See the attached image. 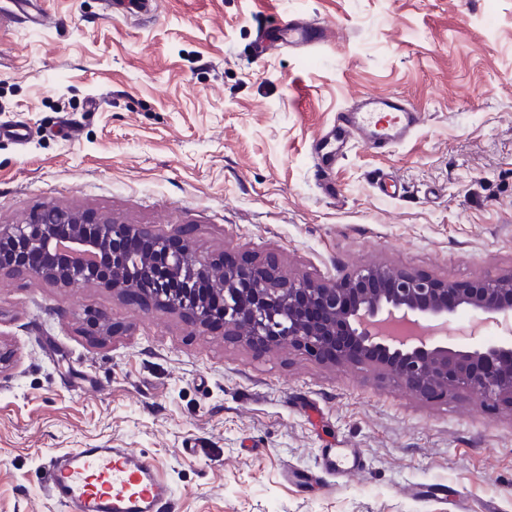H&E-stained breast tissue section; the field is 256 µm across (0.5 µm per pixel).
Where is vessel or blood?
<instances>
[{"label": "vessel or blood", "instance_id": "1", "mask_svg": "<svg viewBox=\"0 0 512 512\" xmlns=\"http://www.w3.org/2000/svg\"><path fill=\"white\" fill-rule=\"evenodd\" d=\"M107 10L123 18L149 14L156 0H104ZM326 28L288 17L261 30L256 55L288 46L320 43ZM419 109L398 93L361 94L337 111L332 128L313 145L317 180L325 196L336 194L332 165L346 145L357 142L378 153L405 141L418 125ZM44 483L63 512H162L173 491L150 460L129 448H75L53 456Z\"/></svg>", "mask_w": 512, "mask_h": 512}]
</instances>
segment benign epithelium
Returning <instances> with one entry per match:
<instances>
[{"label": "benign epithelium", "instance_id": "1", "mask_svg": "<svg viewBox=\"0 0 512 512\" xmlns=\"http://www.w3.org/2000/svg\"><path fill=\"white\" fill-rule=\"evenodd\" d=\"M150 241L136 259L157 287L154 304L183 311L196 326L215 323L249 344H288L319 360L366 363L392 375L414 395L438 399L456 390L512 404V339L449 344L467 310L481 322L512 320V273L456 283L372 265L331 283L279 271L273 261L228 265L108 216L42 209L24 223L0 226V273L40 277L63 287L136 285L124 267L129 237ZM207 279L223 302L215 311L190 284Z\"/></svg>", "mask_w": 512, "mask_h": 512}]
</instances>
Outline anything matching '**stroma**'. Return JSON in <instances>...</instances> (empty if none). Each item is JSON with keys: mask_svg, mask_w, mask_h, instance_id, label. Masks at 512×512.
Segmentation results:
<instances>
[{"mask_svg": "<svg viewBox=\"0 0 512 512\" xmlns=\"http://www.w3.org/2000/svg\"><path fill=\"white\" fill-rule=\"evenodd\" d=\"M0 19V225L91 210L195 251L332 281L384 264L464 282L512 272V0H41ZM325 25L310 52L258 26ZM364 92L422 110L322 194L313 139ZM113 332L93 334L92 315ZM0 512H59L50 456L131 448L170 512H512V407L430 401L385 372L207 332L95 285L0 275ZM361 452L355 476L321 453ZM104 4L112 15L126 19L149 14L156 9V0H105Z\"/></svg>", "mask_w": 512, "mask_h": 512, "instance_id": "stroma-1", "label": "stroma"}]
</instances>
